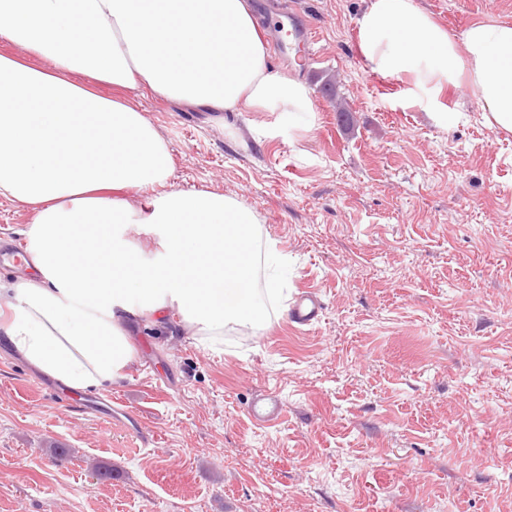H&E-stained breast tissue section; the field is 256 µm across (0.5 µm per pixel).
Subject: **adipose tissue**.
Returning a JSON list of instances; mask_svg holds the SVG:
<instances>
[{
    "mask_svg": "<svg viewBox=\"0 0 512 512\" xmlns=\"http://www.w3.org/2000/svg\"><path fill=\"white\" fill-rule=\"evenodd\" d=\"M0 198L34 217L26 231L33 274L0 291L12 316L0 333L64 385L86 390L123 379L132 349L123 323L177 310L198 334L257 328V215L234 198L171 188L168 146L126 101L75 82L219 112L279 113L297 127L312 114L307 86L271 63L249 0H0ZM358 48L373 73L407 79L435 104L467 85L488 125L512 132V24L478 23L453 36L415 0H370ZM41 65H34V58ZM140 192L138 202L121 198ZM147 225L157 258L127 233Z\"/></svg>",
    "mask_w": 512,
    "mask_h": 512,
    "instance_id": "obj_1",
    "label": "adipose tissue"
}]
</instances>
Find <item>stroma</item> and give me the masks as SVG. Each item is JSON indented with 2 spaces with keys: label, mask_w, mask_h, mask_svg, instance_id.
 <instances>
[{
  "label": "stroma",
  "mask_w": 512,
  "mask_h": 512,
  "mask_svg": "<svg viewBox=\"0 0 512 512\" xmlns=\"http://www.w3.org/2000/svg\"><path fill=\"white\" fill-rule=\"evenodd\" d=\"M278 2L315 31L302 68L262 31L309 88L311 129L269 138L273 112L124 96L167 142L170 185L256 213L319 323L295 330L273 301L220 345L175 310L130 324L134 366L87 395L138 433L61 402L0 335V512H512V134L466 86L430 106L370 72L368 0ZM416 2L455 36L512 22V0ZM259 399L279 416L255 420ZM56 395L59 398H62L66 401H68L69 404L75 405L76 407L82 408V409H88V412H92L94 414L99 415H108L113 418V414L117 417H120L125 420L126 425L129 429L140 432L141 430V424L138 419V416L130 409L123 408V407H112V397H96L95 400L92 401H84L86 403L77 402L73 398L70 397H62L57 391H55Z\"/></svg>",
  "instance_id": "35a3bbf8"
}]
</instances>
